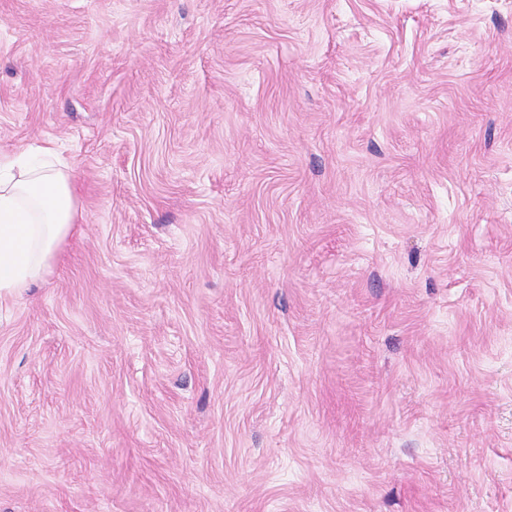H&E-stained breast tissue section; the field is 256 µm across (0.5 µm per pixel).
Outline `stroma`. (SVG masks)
Returning <instances> with one entry per match:
<instances>
[{
  "label": "stroma",
  "mask_w": 512,
  "mask_h": 512,
  "mask_svg": "<svg viewBox=\"0 0 512 512\" xmlns=\"http://www.w3.org/2000/svg\"><path fill=\"white\" fill-rule=\"evenodd\" d=\"M46 141L0 512H512V0H0Z\"/></svg>",
  "instance_id": "35a3bbf8"
}]
</instances>
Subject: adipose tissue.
Returning a JSON list of instances; mask_svg holds the SVG:
<instances>
[{"instance_id": "1", "label": "adipose tissue", "mask_w": 512, "mask_h": 512, "mask_svg": "<svg viewBox=\"0 0 512 512\" xmlns=\"http://www.w3.org/2000/svg\"><path fill=\"white\" fill-rule=\"evenodd\" d=\"M73 179L52 143L0 154V299L51 272L78 220Z\"/></svg>"}]
</instances>
